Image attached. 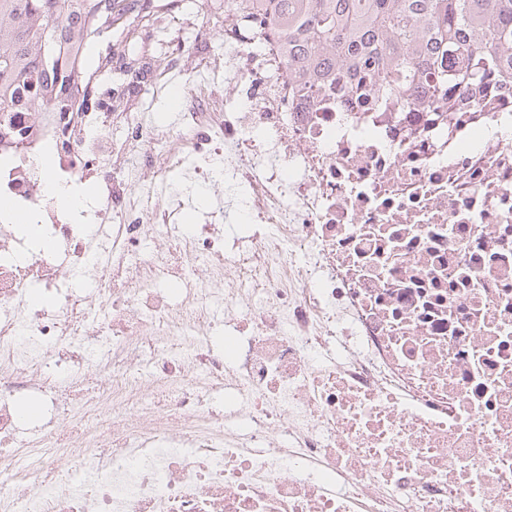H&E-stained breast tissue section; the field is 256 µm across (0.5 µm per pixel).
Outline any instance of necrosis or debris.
Wrapping results in <instances>:
<instances>
[{
    "instance_id": "1",
    "label": "necrosis or debris",
    "mask_w": 512,
    "mask_h": 512,
    "mask_svg": "<svg viewBox=\"0 0 512 512\" xmlns=\"http://www.w3.org/2000/svg\"><path fill=\"white\" fill-rule=\"evenodd\" d=\"M199 68L119 155L106 103L0 127V512H512V83L450 85V125L421 90L310 92L233 11ZM180 167L262 232L129 188ZM96 178L90 210L47 190Z\"/></svg>"
}]
</instances>
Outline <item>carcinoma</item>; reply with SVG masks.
Wrapping results in <instances>:
<instances>
[{
	"label": "carcinoma",
	"instance_id": "carcinoma-1",
	"mask_svg": "<svg viewBox=\"0 0 512 512\" xmlns=\"http://www.w3.org/2000/svg\"><path fill=\"white\" fill-rule=\"evenodd\" d=\"M242 14L281 34L286 72L310 86H376L381 97L426 86L431 103L448 100V83L480 86L512 80V0H237ZM141 0H0V113L15 94L31 93L33 112L96 98L88 53L112 48L144 18ZM54 29V49L42 33ZM457 64L448 75V61ZM80 67L85 81L68 83Z\"/></svg>",
	"mask_w": 512,
	"mask_h": 512
}]
</instances>
